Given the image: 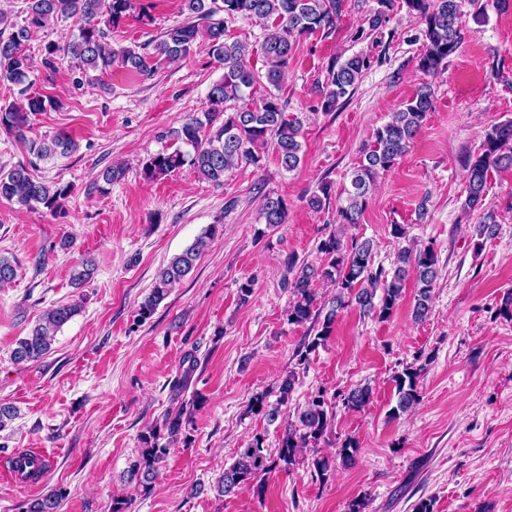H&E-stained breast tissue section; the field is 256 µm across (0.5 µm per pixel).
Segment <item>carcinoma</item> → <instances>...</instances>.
I'll return each mask as SVG.
<instances>
[{"label": "carcinoma", "mask_w": 512, "mask_h": 512, "mask_svg": "<svg viewBox=\"0 0 512 512\" xmlns=\"http://www.w3.org/2000/svg\"><path fill=\"white\" fill-rule=\"evenodd\" d=\"M410 17L423 26L424 50L418 57V67L425 73H434L448 65L463 40L459 24L462 8L469 5L475 14L487 10L485 0H403ZM24 24L8 21L0 13V25L11 28L0 31V79L11 84L29 85L32 60L25 45L50 22L80 17L78 34L66 46L49 42L44 46L42 65L55 70V59L66 53L82 68L105 70L112 63L144 77H151L164 61H177L188 56L197 45L205 46L214 60L224 64V75L210 87L202 112L187 115L171 136L190 147L184 151L177 147L151 156L143 165L148 179L166 176L185 165L192 167L204 179L219 185L224 174L241 163L259 166L262 155L259 147L268 145L276 151L281 166L292 171L301 162V122L289 118L281 98L269 91L254 106L238 105L246 90L256 83V75L248 68V44L225 38L227 24L237 18L258 19L269 23L262 43L268 85L276 88L293 59L297 37L317 31L331 30L342 12V0H184L187 20L173 25L162 33L153 51L140 52L134 48L115 49L108 42L109 33L118 27L130 10L133 0H25ZM393 0H377V8L368 18L369 28L376 30L386 21ZM371 65L369 55L358 53L346 59L333 60L327 67L325 87L320 89L324 111L336 108L340 100L348 97L362 73ZM55 101L47 96L29 95L24 103L0 106V130L17 137L24 136V128L31 116L54 107ZM433 91L427 84L419 87L404 106L391 114L390 120L374 132V141L363 151L360 164L352 171L349 185L344 187L336 204L340 226L358 224L365 211L372 185L377 174L388 170L397 158L408 150L410 143L422 128L432 110ZM76 150L75 140L66 133H58L30 145V152L38 160L65 156ZM512 166V120L490 125L474 160L468 165L467 195L463 208H482V221L475 234L482 238L493 235L498 216L485 206L488 176L492 169ZM72 192L70 184L45 183L35 179L29 168L18 164L10 170H0V198L32 210L43 208L55 213L61 201ZM288 207L281 197L263 198L261 219L265 228L274 229L285 223ZM216 234L210 226L204 234L175 256L160 270L150 293L139 306V316L146 320L166 299L172 288L182 282L195 268L196 261ZM317 250L321 262L301 261L295 255L285 262V285L292 288L293 302L288 308V323L303 325L322 319L321 329L305 342L299 351V363L329 338L338 313L355 306L360 312L380 321L389 319L399 305L406 280L416 279L418 290L413 307L417 321L427 318L431 309L432 291L438 278V256L430 246L411 244L397 249L391 268L374 266L375 245L371 239L353 238L346 241L333 231L322 239ZM326 282L336 289L328 302L321 301L313 288L317 282ZM76 303L62 304L48 309L41 322L16 342L12 358L17 364L34 361L48 352L55 332L79 314ZM421 369L408 366L394 377L396 404L391 415L396 417L412 410L420 402L419 377ZM295 375L280 382L277 398L271 403L269 394L252 397L249 411L264 415L274 423L288 405L294 388ZM372 396L368 386L355 387L325 398L320 390L297 412V422L288 423L279 437L276 457L268 454L266 438L255 434L246 447L238 450L234 461L224 466L214 490L223 497L243 487H253L257 493L263 486L257 483L260 475L272 467L291 468L303 452L316 448L330 431L334 419L336 400L351 410L366 406ZM199 404L193 399L177 410L167 413L162 422L139 435V451L131 462L127 480L147 493L157 477L158 465L164 461L170 448L176 444L188 445L191 438L189 425L192 413ZM359 444L346 437L336 450L343 465L354 463ZM65 492L52 491L32 500L25 512H60Z\"/></svg>", "instance_id": "obj_1"}]
</instances>
